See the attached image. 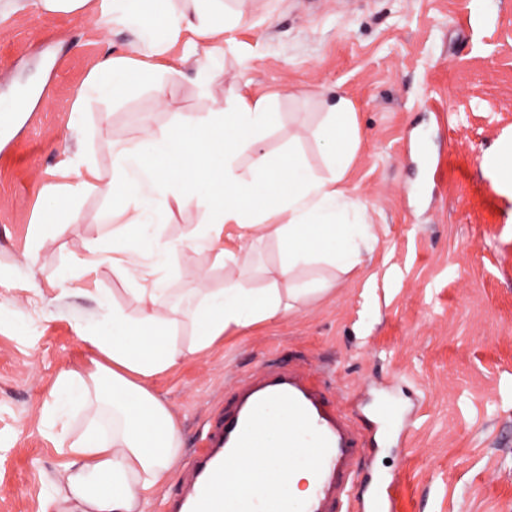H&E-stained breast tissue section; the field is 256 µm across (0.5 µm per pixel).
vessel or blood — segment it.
I'll use <instances>...</instances> for the list:
<instances>
[{"label": "vessel or blood", "mask_w": 512, "mask_h": 512, "mask_svg": "<svg viewBox=\"0 0 512 512\" xmlns=\"http://www.w3.org/2000/svg\"><path fill=\"white\" fill-rule=\"evenodd\" d=\"M234 408L222 424L207 427L193 483L191 512H224V475L219 458L237 448L265 454L269 447H298L303 432H312L317 481L304 502L280 499L276 512H397V486L389 484L361 496L359 433L348 416L329 406L316 374L302 367H271L260 376L238 380Z\"/></svg>", "instance_id": "vessel-or-blood-1"}]
</instances>
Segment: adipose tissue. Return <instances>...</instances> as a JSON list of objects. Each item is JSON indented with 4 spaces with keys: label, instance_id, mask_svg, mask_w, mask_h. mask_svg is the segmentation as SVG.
Segmentation results:
<instances>
[{
    "label": "adipose tissue",
    "instance_id": "1",
    "mask_svg": "<svg viewBox=\"0 0 512 512\" xmlns=\"http://www.w3.org/2000/svg\"><path fill=\"white\" fill-rule=\"evenodd\" d=\"M172 0H5L0 23L28 11L41 15H99L137 31L141 59L113 56L104 49L99 62L71 99V121L87 104L111 98L128 70L147 73V57L164 54L182 32L208 41L209 56L224 50V34L236 25L225 17L221 0L204 13H176ZM265 98L239 97L233 108L185 117L146 129L131 147L112 151V174L103 177L93 159L70 163L64 191L71 197L96 194L107 203L104 223L126 214L117 239L98 256L81 261L82 275L102 264L133 284L132 310L113 308L103 323L79 328L92 352L85 370L62 372L58 398L44 412L82 411L79 434H52L68 461L51 484L42 512H152L155 494L170 477L182 453L180 423L170 404L151 388L152 380L192 355L223 344L226 335L298 313L310 300L330 292L331 280H302L300 273L325 265L346 275L361 267L377 240L369 206L344 181L360 142L351 102L337 98L318 137L335 150L325 172L309 170L302 156L288 150L275 158L255 155L250 176L236 170L238 156L272 127ZM203 207L197 234L158 243L155 225L172 207ZM276 244L279 263L266 270L265 284L252 285L253 240ZM201 248L226 274L221 287H207V270L192 269L201 284L194 304L160 311L170 283L172 258ZM305 448H282L269 459L279 481L266 497L306 499L315 470Z\"/></svg>",
    "mask_w": 512,
    "mask_h": 512
}]
</instances>
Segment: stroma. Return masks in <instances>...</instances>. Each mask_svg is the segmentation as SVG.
<instances>
[{
  "instance_id": "obj_1",
  "label": "stroma",
  "mask_w": 512,
  "mask_h": 512,
  "mask_svg": "<svg viewBox=\"0 0 512 512\" xmlns=\"http://www.w3.org/2000/svg\"><path fill=\"white\" fill-rule=\"evenodd\" d=\"M223 2L243 19L224 35V78L210 96L196 82L206 57L187 56L196 36L186 31L152 57V79L91 102L76 132L71 94L104 38L113 55L131 57L135 33L73 14L0 27V105H28L0 117V512H42L67 461L41 409L62 371L88 363L77 327L101 322L104 304L135 306L106 264L98 297L78 289L76 259L112 239L102 199L42 197L38 186L86 150L110 176L109 144L240 95L268 97L276 114L239 156L244 174L254 152L291 146L324 172L315 132L336 98L351 102L362 138L348 186L371 206L377 278L367 295L363 275L342 276L299 313L226 336L154 380L183 442L158 512L187 488L206 420L223 414L239 378L271 361L322 372L327 400L366 441L363 477L396 479L400 512H512V177L494 166L512 139V0ZM64 278L69 291L53 290Z\"/></svg>"
}]
</instances>
